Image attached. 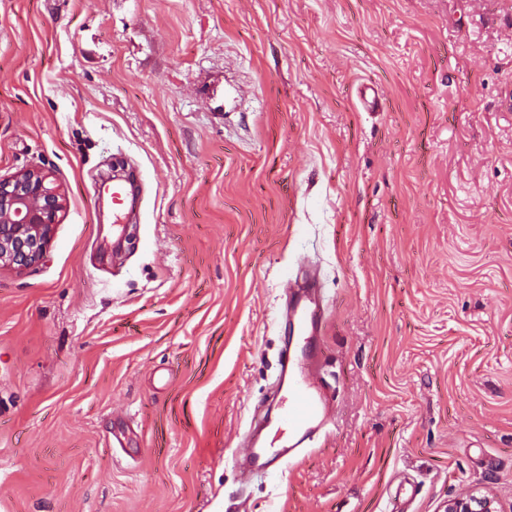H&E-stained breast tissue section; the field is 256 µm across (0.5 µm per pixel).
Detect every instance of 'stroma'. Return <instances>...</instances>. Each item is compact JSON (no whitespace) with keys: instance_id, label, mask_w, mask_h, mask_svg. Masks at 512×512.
<instances>
[{"instance_id":"obj_1","label":"stroma","mask_w":512,"mask_h":512,"mask_svg":"<svg viewBox=\"0 0 512 512\" xmlns=\"http://www.w3.org/2000/svg\"><path fill=\"white\" fill-rule=\"evenodd\" d=\"M31 166L66 205L0 269V512H512V0H0V176ZM309 277L336 415L246 478ZM444 512H504L496 497L489 492H470L449 498Z\"/></svg>"}]
</instances>
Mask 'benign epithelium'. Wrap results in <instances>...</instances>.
I'll return each mask as SVG.
<instances>
[{
	"label": "benign epithelium",
	"mask_w": 512,
	"mask_h": 512,
	"mask_svg": "<svg viewBox=\"0 0 512 512\" xmlns=\"http://www.w3.org/2000/svg\"><path fill=\"white\" fill-rule=\"evenodd\" d=\"M64 196L41 168H23L0 177V268L19 271L38 265L51 241ZM444 512H503L489 492L448 499Z\"/></svg>",
	"instance_id": "1"
}]
</instances>
